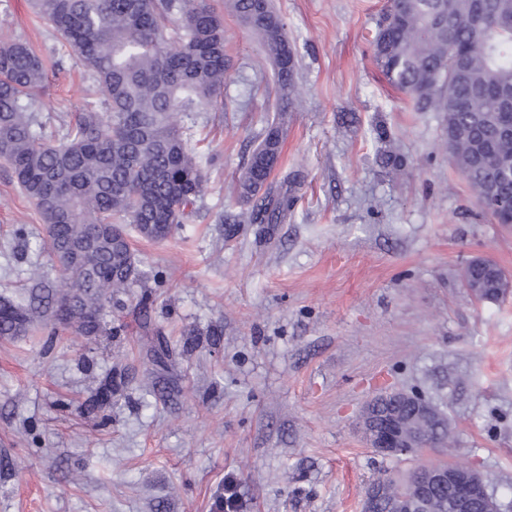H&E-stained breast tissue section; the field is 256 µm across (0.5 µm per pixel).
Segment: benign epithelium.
<instances>
[{"label":"benign epithelium","instance_id":"benign-epithelium-1","mask_svg":"<svg viewBox=\"0 0 512 512\" xmlns=\"http://www.w3.org/2000/svg\"><path fill=\"white\" fill-rule=\"evenodd\" d=\"M379 397L371 401L362 414V429L375 452L390 457L408 455L420 450L419 440L408 437L402 430L401 407L413 410V415L437 419L439 411L431 402L415 394L401 393V402L384 407ZM451 487L452 512H469L471 504L482 501L486 512H498L497 505L489 494L487 476L479 472L464 473L454 468L437 469L423 473L406 495L397 498L394 512H428V504L435 487ZM387 483H375L365 492L362 512H376L380 502L390 494Z\"/></svg>","mask_w":512,"mask_h":512}]
</instances>
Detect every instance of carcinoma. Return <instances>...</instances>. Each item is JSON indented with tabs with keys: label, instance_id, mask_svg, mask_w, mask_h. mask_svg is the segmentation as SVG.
Returning <instances> with one entry per match:
<instances>
[{
	"label": "carcinoma",
	"instance_id": "1",
	"mask_svg": "<svg viewBox=\"0 0 512 512\" xmlns=\"http://www.w3.org/2000/svg\"><path fill=\"white\" fill-rule=\"evenodd\" d=\"M62 45L105 94L102 112L81 113L47 138L36 115L45 88L42 59L22 41L0 43V160L48 229L53 255L76 248L53 288L38 285L26 306L0 299V336H17L48 313L79 336L105 331L112 299L144 277L125 226L151 241L173 236L206 183L189 145L193 112L223 101L233 67L224 18L209 0H32ZM272 60L276 114L236 179L248 209L244 224H281L295 204L288 182L272 175L297 95V56L271 0H225ZM379 71L417 112H442L445 150L476 203L497 224L512 213L486 204L490 192L512 197V179L490 172L512 164V0H387L372 38ZM464 284L506 288L493 260L472 262ZM153 362L166 367L167 337H156ZM415 433L443 448L448 426L413 418Z\"/></svg>",
	"mask_w": 512,
	"mask_h": 512
}]
</instances>
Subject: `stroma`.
<instances>
[{"label":"stroma","instance_id":"stroma-1","mask_svg":"<svg viewBox=\"0 0 512 512\" xmlns=\"http://www.w3.org/2000/svg\"><path fill=\"white\" fill-rule=\"evenodd\" d=\"M298 59L281 171H301L280 224H230L232 183L278 89L250 33L224 15L234 67L199 114L207 178L192 217L164 241L131 236L143 286L94 341L44 320L0 337V512H361L369 483L435 459L370 448L359 415L415 392L447 416L450 463L481 471L512 512V293L478 301L462 271L488 256L512 277V224L493 223L442 150L443 118L413 111L373 62L385 0H272ZM45 63L47 127L103 94L29 0H0V42ZM385 127L405 173L375 161ZM34 206L0 164V296L25 302L29 273L61 272ZM224 335L207 341L210 327ZM176 355L148 392L138 339ZM121 393L93 409L100 383Z\"/></svg>","mask_w":512,"mask_h":512}]
</instances>
